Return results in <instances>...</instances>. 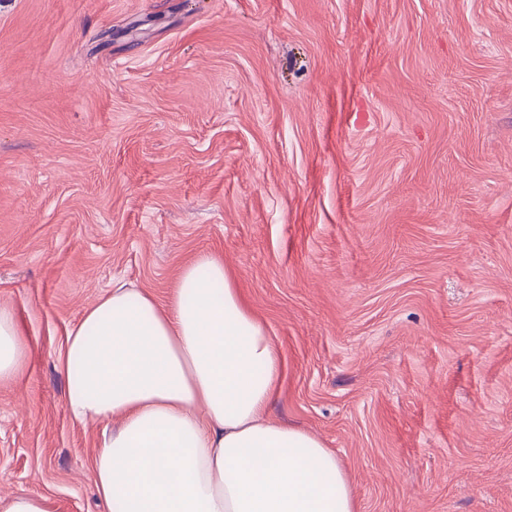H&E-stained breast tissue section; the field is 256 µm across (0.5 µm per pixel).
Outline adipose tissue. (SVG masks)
Instances as JSON below:
<instances>
[{"instance_id": "ef3b65f1", "label": "adipose tissue", "mask_w": 512, "mask_h": 512, "mask_svg": "<svg viewBox=\"0 0 512 512\" xmlns=\"http://www.w3.org/2000/svg\"><path fill=\"white\" fill-rule=\"evenodd\" d=\"M27 352L0 306V382ZM63 372L74 421L121 418L90 471L107 512H359L335 453L269 417L283 356L217 257L184 266L164 306L113 283L68 331Z\"/></svg>"}]
</instances>
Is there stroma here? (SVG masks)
<instances>
[{"mask_svg": "<svg viewBox=\"0 0 512 512\" xmlns=\"http://www.w3.org/2000/svg\"><path fill=\"white\" fill-rule=\"evenodd\" d=\"M204 253L360 512H512V0H0V497L105 512L67 332ZM27 352L15 311L0 306V382L12 380L22 371Z\"/></svg>", "mask_w": 512, "mask_h": 512, "instance_id": "stroma-1", "label": "stroma"}]
</instances>
